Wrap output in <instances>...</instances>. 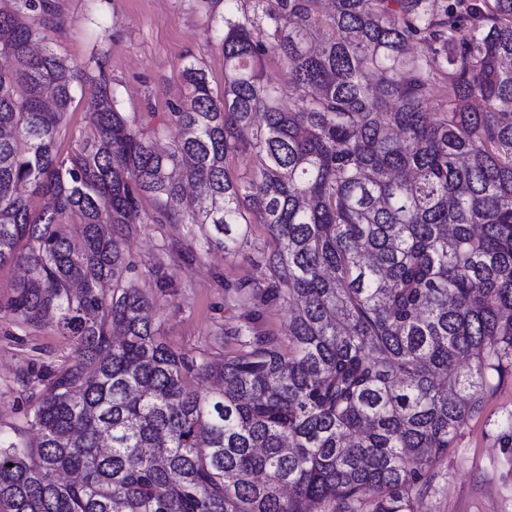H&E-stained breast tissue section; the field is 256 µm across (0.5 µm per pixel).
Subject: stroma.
<instances>
[{
    "mask_svg": "<svg viewBox=\"0 0 512 512\" xmlns=\"http://www.w3.org/2000/svg\"><path fill=\"white\" fill-rule=\"evenodd\" d=\"M43 47L82 73L58 146L78 148L91 134L88 114L107 80L120 112L135 126H159L187 94L182 70L203 68L215 96L224 94V0H47ZM274 243L263 225L251 227L236 255L202 247L183 224H141L123 243L129 279L153 303L168 346L209 352L220 360L239 351L229 331L253 322L266 336L286 338L290 309L239 300L235 287L265 281L264 252ZM22 276L0 266V433L34 439L26 424L31 389L18 376L39 377L68 365L73 340L55 323L30 324L3 305ZM429 492L417 512H512V374L494 380L482 410L461 428L453 448L434 464Z\"/></svg>",
    "mask_w": 512,
    "mask_h": 512,
    "instance_id": "stroma-1",
    "label": "stroma"
}]
</instances>
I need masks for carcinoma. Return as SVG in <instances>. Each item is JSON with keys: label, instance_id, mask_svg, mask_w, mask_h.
<instances>
[{"label": "carcinoma", "instance_id": "cac0c4a2", "mask_svg": "<svg viewBox=\"0 0 512 512\" xmlns=\"http://www.w3.org/2000/svg\"><path fill=\"white\" fill-rule=\"evenodd\" d=\"M21 2L0 8V266L25 270L7 310L76 356L39 388L36 441L0 437V512H414L512 371V0H225L224 96L185 66L169 151L104 83L66 156L78 73L33 50L47 5ZM254 222L271 279L236 294L287 302V343L240 326L220 361L170 350L125 233L190 224L236 254ZM263 72L265 79L269 83L278 85L282 88L283 94L281 105L288 109V106L290 105V98H288L290 91L284 69L277 54L271 52L265 57L263 62ZM225 168L229 175L239 182L247 181L256 167L258 159L253 154H239L228 157L225 161Z\"/></svg>", "mask_w": 512, "mask_h": 512}]
</instances>
